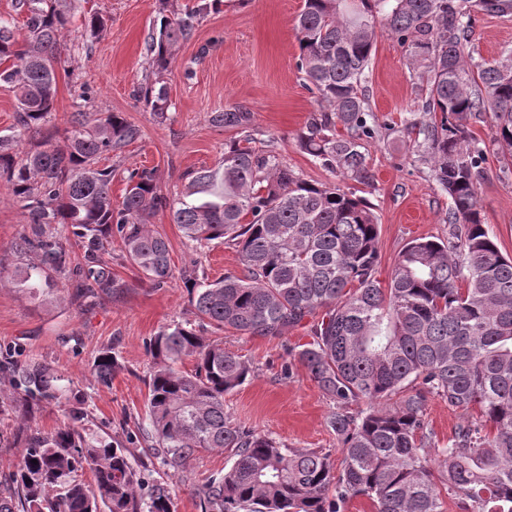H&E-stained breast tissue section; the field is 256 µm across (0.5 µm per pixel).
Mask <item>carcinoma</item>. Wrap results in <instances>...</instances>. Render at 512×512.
Instances as JSON below:
<instances>
[{
    "mask_svg": "<svg viewBox=\"0 0 512 512\" xmlns=\"http://www.w3.org/2000/svg\"><path fill=\"white\" fill-rule=\"evenodd\" d=\"M23 39L0 20V84L17 102L15 134L0 137V178L27 216L15 248L37 263L0 286L53 295L61 275L79 305L120 294L125 284L102 255L120 242L144 279L161 287L174 277L169 244L147 224L167 208L183 235L233 247L241 274L210 282L186 279L193 314L217 330L278 337L317 311L311 341L294 354L334 402L328 426L340 463L309 449H288L273 437L234 425L224 395L241 387L251 368L189 322L159 329L147 342L153 359L143 440L171 475L203 450L230 452L231 466L195 490L201 512H344L356 497L375 512H512V258L483 224L479 186L485 151L468 128L491 112L493 141L512 155V52L482 64L468 50L472 13L512 16V0H304L296 19L297 68L318 93L319 110L296 134L298 148L327 171L370 182L367 145L377 134L364 83L377 25L406 46L411 64L428 69L419 122L420 160L448 195L452 240L419 237L397 253L381 282L379 224L365 198L336 183L303 179L283 161L275 141L258 146L252 115L218 112L214 124L238 131L213 168L190 174L187 191L170 200L154 169H133L119 208L112 207V169L95 168L103 153L122 149L139 130L119 112L76 113L62 141L16 150L39 133L53 110L61 63L66 0H19ZM208 0L180 16H164L148 44L155 80L140 89L145 105L168 119L163 80L193 18ZM83 250L74 265L70 239ZM194 360L190 372L180 369ZM119 364L101 352L90 374L112 383ZM61 377L41 362L0 351V417L16 418V463L0 481V512H175L170 487L149 485L142 465L112 438H88L85 400L63 405L52 431L34 428L32 407L57 401ZM440 398L463 420L445 445L426 423ZM37 463H32V460ZM93 474V485L81 476Z\"/></svg>",
    "mask_w": 512,
    "mask_h": 512,
    "instance_id": "cac0c4a2",
    "label": "carcinoma"
}]
</instances>
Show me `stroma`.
<instances>
[{"instance_id":"stroma-1","label":"stroma","mask_w":512,"mask_h":512,"mask_svg":"<svg viewBox=\"0 0 512 512\" xmlns=\"http://www.w3.org/2000/svg\"><path fill=\"white\" fill-rule=\"evenodd\" d=\"M71 22L64 33L58 89L48 132L71 126L74 112H119L139 130L137 140L117 152L102 154L97 167L112 168V203L123 200L128 170L158 169L160 192L176 198L188 183L187 172L216 166L225 143L236 132L215 125L214 113L239 108L253 115L257 138L275 139L289 167L306 180L329 182L333 176L301 152L295 136L318 108L296 62L300 53L295 18L303 0H219L197 16L191 38L183 42L164 75L169 119L158 124L137 89L148 72L146 45L159 26L157 0H68ZM104 22L99 33L83 25L89 15ZM471 49L475 61H491L512 51V16L475 13ZM425 85L422 70L411 69L408 53L387 31H379L367 77V97L380 125L368 146L373 179L349 181L356 195L368 199L379 224L380 280H388L401 247L422 236L449 238L448 196L419 161L409 139L396 128L416 111ZM473 138L486 147L485 178L480 189L481 216L502 254L512 257V157L492 143L491 113L472 116ZM26 215L0 179V270L13 273L30 263L14 247ZM148 222L167 240L173 279L157 288L143 280L120 245L104 261L125 281L123 292L86 306L45 301L28 293L0 288V347L20 346L23 357L57 368L65 385L83 395L86 428L93 436L125 440L132 463H144L150 479L167 482L164 469L150 458L137 436L145 421L148 380L153 360L145 342L161 327L191 319L188 275L215 281L240 273L234 248L197 245L173 224L169 209L154 210ZM224 348L252 368L241 387L226 394L224 409L237 425L276 438L289 448L330 453L340 450L327 417L334 404L317 388L293 354L309 340L302 324L278 338L224 332ZM112 351L120 365L112 384H95L94 359ZM231 459L224 451H204L184 473L176 512H200L196 485L222 475Z\"/></svg>"}]
</instances>
